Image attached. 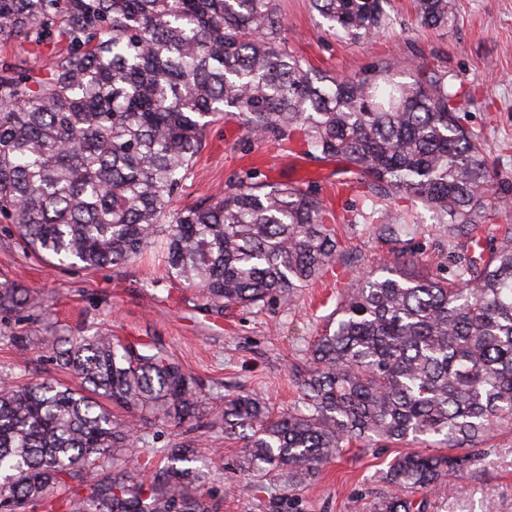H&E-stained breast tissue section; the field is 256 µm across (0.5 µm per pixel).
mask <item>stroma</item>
Here are the masks:
<instances>
[{
  "label": "stroma",
  "instance_id": "1",
  "mask_svg": "<svg viewBox=\"0 0 512 512\" xmlns=\"http://www.w3.org/2000/svg\"><path fill=\"white\" fill-rule=\"evenodd\" d=\"M278 3L289 49L321 73L354 76L387 62L396 80L412 83L428 64L447 71L450 82L470 87L458 104L459 115L481 134L497 179L485 244L495 245L512 229V0H452L455 21L445 29L419 27L410 0H388L384 9L391 24L365 43L328 32L310 0ZM253 155L268 158L270 178L308 180L322 194L348 178L344 161H313L280 151L271 139L255 138L220 119L208 127L206 146L174 194L173 208L190 206L240 177ZM405 215L418 229L399 243L378 239L359 222L336 223L352 259L349 268L265 307L221 315L204 311L195 291L163 277L157 264L134 262L96 271L53 266L32 255L12 225L0 224V283H19L38 298L35 308L0 312V372L74 385V378L58 366L50 339L106 329L126 341L148 338L178 358L211 400L234 390L252 391L274 412L288 411L299 397L294 370L305 363L311 340L335 307L337 283L354 282L355 271L392 265L410 253L419 257L421 273L451 276L448 244L429 213L411 206ZM17 336H39L47 343L22 359L13 345ZM188 437L211 471L207 490L218 512H269L266 503L272 496L289 499L299 512H371L379 497L393 492L379 474L398 454L395 446L344 449L317 480L289 486L268 479L265 494L254 497L228 489L241 441L225 438L219 426ZM188 437L157 422L143 427L138 448H163ZM414 497L424 501L425 512H512V430L497 432L470 471L415 491Z\"/></svg>",
  "mask_w": 512,
  "mask_h": 512
}]
</instances>
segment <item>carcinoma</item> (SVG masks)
Listing matches in <instances>:
<instances>
[{
	"label": "carcinoma",
	"mask_w": 512,
	"mask_h": 512,
	"mask_svg": "<svg viewBox=\"0 0 512 512\" xmlns=\"http://www.w3.org/2000/svg\"><path fill=\"white\" fill-rule=\"evenodd\" d=\"M411 2L424 26L454 20L450 0ZM311 3L352 41L391 21L381 0ZM0 38L51 48L40 68L0 63V223L36 255L98 270L152 251L218 313L338 269L331 203L257 164L169 216L220 116L344 160L371 202L360 217L382 240L412 235L396 201L443 225L452 278L419 273L411 256L338 293L298 405L276 415L254 392L224 396V436L244 441L240 473L301 484L349 445L429 443L447 452H401L380 475L426 489L477 459L457 450L512 425V237L485 255L494 174L447 73L404 83L381 63L320 74L288 51L276 0H0ZM34 305L29 289L0 284V311ZM60 343L56 361L78 386L0 377V512H212L189 441L117 468L144 424L204 427L196 378L107 330ZM374 510L424 505L391 494Z\"/></svg>",
	"instance_id": "obj_1"
}]
</instances>
